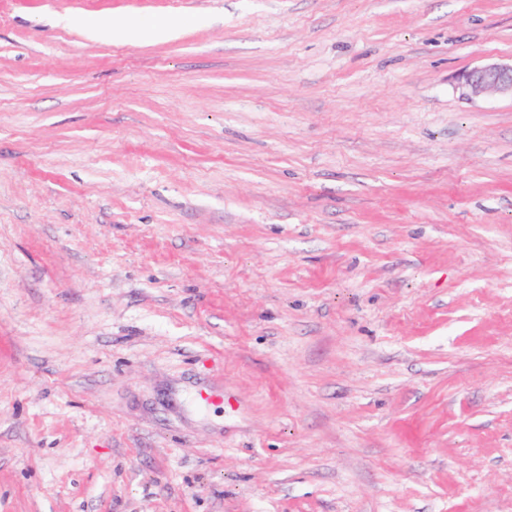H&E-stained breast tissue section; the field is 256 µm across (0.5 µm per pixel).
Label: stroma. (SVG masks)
I'll return each mask as SVG.
<instances>
[{
	"label": "stroma",
	"instance_id": "35a3bbf8",
	"mask_svg": "<svg viewBox=\"0 0 512 512\" xmlns=\"http://www.w3.org/2000/svg\"><path fill=\"white\" fill-rule=\"evenodd\" d=\"M511 61L512 0H0V512H512ZM463 94L477 96H507L512 99V62H490L474 67L462 76Z\"/></svg>",
	"mask_w": 512,
	"mask_h": 512
}]
</instances>
